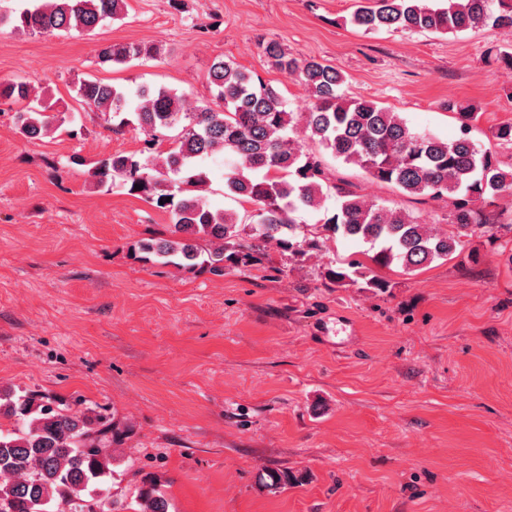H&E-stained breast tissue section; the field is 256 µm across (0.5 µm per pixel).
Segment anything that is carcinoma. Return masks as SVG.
Returning <instances> with one entry per match:
<instances>
[{
    "label": "carcinoma",
    "instance_id": "carcinoma-1",
    "mask_svg": "<svg viewBox=\"0 0 512 512\" xmlns=\"http://www.w3.org/2000/svg\"><path fill=\"white\" fill-rule=\"evenodd\" d=\"M496 2L497 13L489 10ZM126 0H48L14 15L0 10V27L31 34L92 32L110 19L119 20ZM512 29V0H367L350 17L366 32L427 31L456 34L480 23ZM161 48L151 42L108 43L100 63L127 65L155 58ZM270 66L297 78L309 93L305 111L285 108L281 94L235 62L219 58L208 70L215 89L213 104L186 107L184 95L165 87L135 89L84 79L76 94L89 109L117 127L135 124L146 136V151L109 155L91 168L103 185L118 178L128 190L169 212L171 239H148L142 249L164 264L199 268L216 276L227 266L247 269L256 264L269 242L288 254L289 264L303 268L336 235L379 245L371 261L380 267L397 262L413 272L462 250L464 238L492 234L494 225L475 208L479 201L512 192V181L493 155L479 150L462 132L445 141L412 131L396 112L339 93L342 75L316 60L300 61L276 40L264 45ZM23 79L0 82V99L25 101L17 116L19 132L39 139L52 126L48 106L31 98ZM235 159L224 194L256 206L257 220L242 222L229 210H213L204 200L208 185L198 162L215 152ZM363 169L373 179L392 184L401 193L446 200L451 204L442 233L400 210L387 209L330 183L319 157ZM142 190L135 189V185ZM335 197L333 214L306 231L297 214ZM208 242L202 248L198 239ZM347 268L329 264L319 276L337 285L364 281L377 291L387 283L358 260ZM0 416L17 418L24 430L0 429V505L10 512H96L98 485L113 476L110 439L120 429L98 414L69 413L39 394L0 391ZM140 512H168V501L153 482L139 491Z\"/></svg>",
    "mask_w": 512,
    "mask_h": 512
}]
</instances>
